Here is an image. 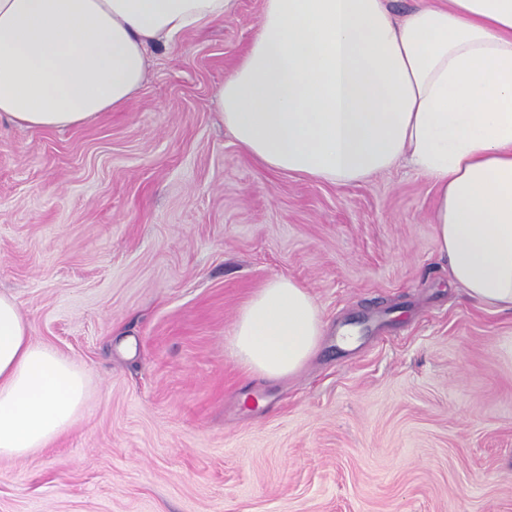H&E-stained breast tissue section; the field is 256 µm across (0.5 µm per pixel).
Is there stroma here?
<instances>
[{
    "mask_svg": "<svg viewBox=\"0 0 512 512\" xmlns=\"http://www.w3.org/2000/svg\"><path fill=\"white\" fill-rule=\"evenodd\" d=\"M262 9L149 48L122 111L0 123V292L87 378L65 432L0 458V512H512V313L449 282L410 163L338 186L235 144L215 94ZM276 277L325 332L268 380L231 339Z\"/></svg>",
    "mask_w": 512,
    "mask_h": 512,
    "instance_id": "obj_1",
    "label": "stroma"
}]
</instances>
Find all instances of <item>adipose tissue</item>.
Instances as JSON below:
<instances>
[{
    "mask_svg": "<svg viewBox=\"0 0 512 512\" xmlns=\"http://www.w3.org/2000/svg\"><path fill=\"white\" fill-rule=\"evenodd\" d=\"M233 0H0V121L61 130L122 110L145 54L223 20ZM217 107L263 169L344 185L408 159L435 189L451 281L512 312V0H264ZM324 329L309 292L268 281L232 346L270 379L299 371ZM83 372L33 342L0 293V458L46 447L85 398Z\"/></svg>",
    "mask_w": 512,
    "mask_h": 512,
    "instance_id": "1",
    "label": "adipose tissue"
}]
</instances>
